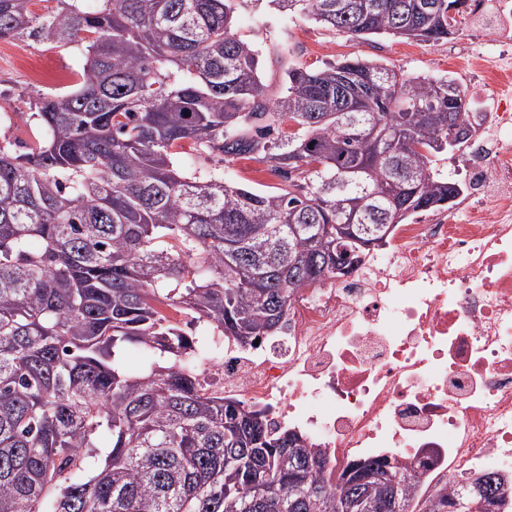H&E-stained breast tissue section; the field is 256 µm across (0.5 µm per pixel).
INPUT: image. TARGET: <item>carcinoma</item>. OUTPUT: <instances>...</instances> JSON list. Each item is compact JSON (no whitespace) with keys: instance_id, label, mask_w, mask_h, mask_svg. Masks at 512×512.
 <instances>
[{"instance_id":"obj_1","label":"carcinoma","mask_w":512,"mask_h":512,"mask_svg":"<svg viewBox=\"0 0 512 512\" xmlns=\"http://www.w3.org/2000/svg\"><path fill=\"white\" fill-rule=\"evenodd\" d=\"M31 2L0 0V39L79 44L85 64L31 102L39 139L0 141V512H512L490 474L421 500L415 469L386 458L326 477L298 431L202 384L161 309L252 345L336 274L337 251L359 260L390 225L452 206L463 187L436 158L469 140L461 85L349 59L289 69L272 99L233 32L238 0H55L42 16ZM271 2L425 44L455 33L463 4ZM214 152L259 154L288 186L181 163Z\"/></svg>"}]
</instances>
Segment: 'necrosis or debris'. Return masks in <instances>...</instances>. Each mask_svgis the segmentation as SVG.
Listing matches in <instances>:
<instances>
[{
  "instance_id": "obj_1",
  "label": "necrosis or debris",
  "mask_w": 512,
  "mask_h": 512,
  "mask_svg": "<svg viewBox=\"0 0 512 512\" xmlns=\"http://www.w3.org/2000/svg\"><path fill=\"white\" fill-rule=\"evenodd\" d=\"M494 42L491 55L462 46L495 104L470 118L480 182L301 289L279 335L216 336L202 359L225 397L292 423L331 474L366 457L418 462L424 497L484 470L512 479V92L489 75L512 70V38Z\"/></svg>"
}]
</instances>
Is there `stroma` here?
<instances>
[{
	"instance_id": "35a3bbf8",
	"label": "stroma",
	"mask_w": 512,
	"mask_h": 512,
	"mask_svg": "<svg viewBox=\"0 0 512 512\" xmlns=\"http://www.w3.org/2000/svg\"><path fill=\"white\" fill-rule=\"evenodd\" d=\"M234 32L260 52V73L268 95L284 88L286 71L294 66L320 68L346 58H363L435 79L453 78L465 83L466 69L448 62L450 40L429 45L393 36L355 38L327 28L305 16H290L268 0H249L236 15ZM52 85L27 80L9 62L0 63V136L30 143L39 136L27 114L33 98L52 92ZM198 166L223 171L225 182L259 191H276L285 180L256 155L225 161L214 154L198 159Z\"/></svg>"
}]
</instances>
